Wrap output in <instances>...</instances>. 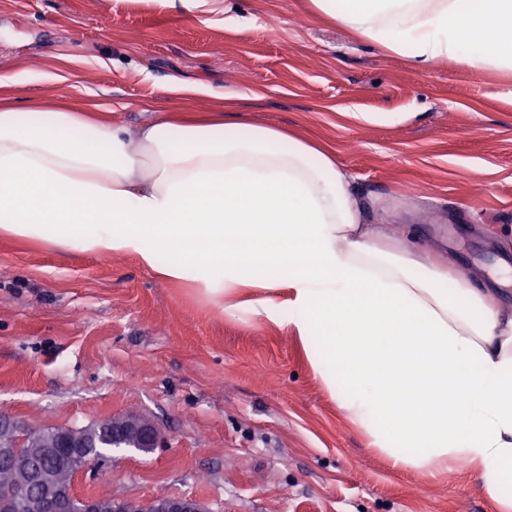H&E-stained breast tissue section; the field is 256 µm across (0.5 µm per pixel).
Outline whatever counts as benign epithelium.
<instances>
[{
  "label": "benign epithelium",
  "mask_w": 512,
  "mask_h": 512,
  "mask_svg": "<svg viewBox=\"0 0 512 512\" xmlns=\"http://www.w3.org/2000/svg\"><path fill=\"white\" fill-rule=\"evenodd\" d=\"M95 426L99 435L112 440L113 449L118 451L127 450L129 444H137L141 448H159L163 444L160 431L146 419L131 423L121 416H114L95 423ZM0 431L9 432L14 445L36 446L35 453L44 458L56 461L65 448L68 455L82 457L84 467L94 463L93 455L89 454L90 443L73 435L70 429L38 433L24 430L15 422L1 417ZM0 458L10 461L14 469L25 475L23 482L0 490V512H73L77 501L83 504V512H137L146 508L155 512H203L201 503L186 497H161L148 502L124 499L106 505L98 496L79 495L75 476L65 482L59 480L56 470L51 468L32 472L26 460L15 456L11 448H0Z\"/></svg>",
  "instance_id": "benign-epithelium-1"
}]
</instances>
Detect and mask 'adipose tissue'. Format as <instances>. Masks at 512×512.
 <instances>
[{
	"mask_svg": "<svg viewBox=\"0 0 512 512\" xmlns=\"http://www.w3.org/2000/svg\"><path fill=\"white\" fill-rule=\"evenodd\" d=\"M310 3L418 70L442 59L512 73V0ZM12 83L0 76V237L128 256L206 304L287 327L392 468L465 458L512 512V311L411 232L385 239L333 152L238 119L233 101L131 134L16 104Z\"/></svg>",
	"mask_w": 512,
	"mask_h": 512,
	"instance_id": "adipose-tissue-1",
	"label": "adipose tissue"
}]
</instances>
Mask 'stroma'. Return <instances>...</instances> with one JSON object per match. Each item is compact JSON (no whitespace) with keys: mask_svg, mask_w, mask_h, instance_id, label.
Here are the masks:
<instances>
[{"mask_svg":"<svg viewBox=\"0 0 512 512\" xmlns=\"http://www.w3.org/2000/svg\"><path fill=\"white\" fill-rule=\"evenodd\" d=\"M0 75L24 102L95 106L137 131L246 98L250 122L335 151L371 223L512 307V77L427 71L309 0H0ZM392 112V122L355 120ZM135 413L165 438L84 475L85 494L196 498L206 512H497L470 466L395 471L287 328L230 316L133 258L0 238V415L25 429Z\"/></svg>","mask_w":512,"mask_h":512,"instance_id":"1","label":"stroma"}]
</instances>
